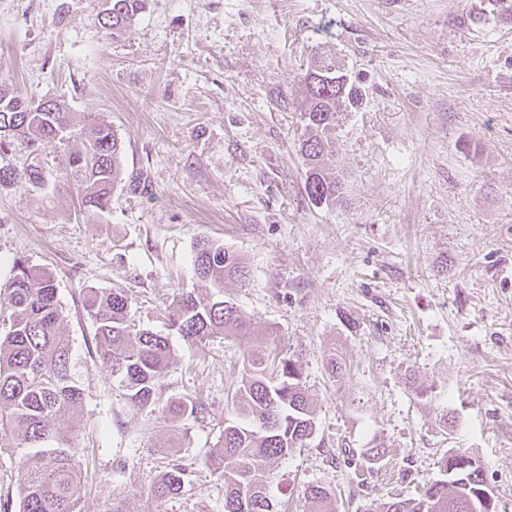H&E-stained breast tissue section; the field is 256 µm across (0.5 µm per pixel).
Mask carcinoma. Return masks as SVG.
<instances>
[{
    "instance_id": "1",
    "label": "carcinoma",
    "mask_w": 512,
    "mask_h": 512,
    "mask_svg": "<svg viewBox=\"0 0 512 512\" xmlns=\"http://www.w3.org/2000/svg\"><path fill=\"white\" fill-rule=\"evenodd\" d=\"M104 28L118 36L144 8V0H109ZM305 87L302 113L307 137L300 142L305 191L315 205L328 206L343 193L344 180L325 158L336 155L340 111L358 109L359 83L336 63V53L320 47L301 76ZM79 137L83 149L57 160V144ZM25 150L23 166L13 162L16 147ZM122 143L112 126L92 122L75 130L65 105L28 98L0 82V189L41 187L52 169L81 173L79 193L89 213L109 209L120 178ZM198 277L215 288L201 296L182 292L162 312L167 329L199 350L217 337L250 336L243 355L240 384L224 417V430L203 464L224 483V512H277L266 491V463L284 459L310 439L317 416L309 400L299 361L255 332L250 318L224 298V280L246 281L248 267L234 251L209 238L195 246ZM82 308L92 322L94 356L118 381L122 395L139 412L156 411V387L175 364L169 338L138 328L128 313L121 288L85 290ZM0 312L9 329L0 336V440L11 437L22 456L19 512H82L78 476L79 448L70 417L82 407L83 390L71 373L72 345L62 330L63 312L52 272L13 261L12 276L0 286ZM171 422L197 420L209 414L199 399L179 398L161 408ZM452 452L441 460V478L426 483L417 497H395L385 512H482L480 494L490 492L482 470ZM189 468L173 463L154 482L150 494L165 499L189 483ZM313 512H335L332 492L322 485L305 488Z\"/></svg>"
}]
</instances>
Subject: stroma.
Masks as SVG:
<instances>
[{
  "mask_svg": "<svg viewBox=\"0 0 512 512\" xmlns=\"http://www.w3.org/2000/svg\"><path fill=\"white\" fill-rule=\"evenodd\" d=\"M104 2L0 0V81L61 101L75 124L105 120L123 144L103 213L52 175L0 192V284L17 258L56 278L84 392L82 512H224L200 459L246 340L201 352L171 336L158 398L211 411L184 421L175 448L168 422L133 414L94 359L81 307L84 289L122 288L134 324L164 331L177 291L209 290L193 266L203 236L244 258L250 280L224 294L297 356L316 411L315 435L267 468L288 512H309L310 484L337 512H381L456 450L512 512V22L489 0H146L115 38ZM320 44L363 90L337 129L328 163L346 190L328 207L309 201L298 148L300 73ZM332 348L346 363L334 378ZM374 443L382 461L353 466ZM177 461L190 490L152 499Z\"/></svg>",
  "mask_w": 512,
  "mask_h": 512,
  "instance_id": "35a3bbf8",
  "label": "stroma"
}]
</instances>
